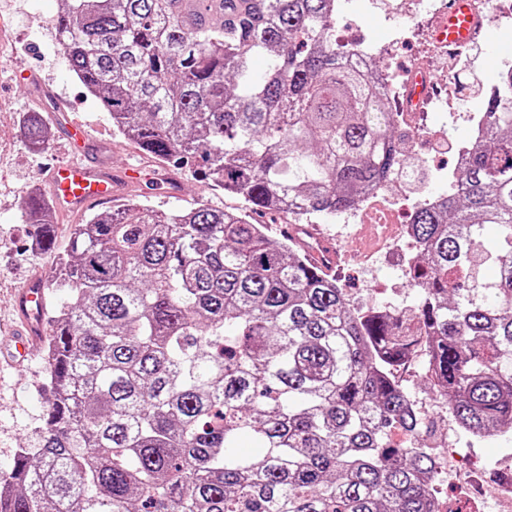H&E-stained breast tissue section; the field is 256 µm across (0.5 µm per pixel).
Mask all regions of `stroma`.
Listing matches in <instances>:
<instances>
[{"mask_svg":"<svg viewBox=\"0 0 512 512\" xmlns=\"http://www.w3.org/2000/svg\"><path fill=\"white\" fill-rule=\"evenodd\" d=\"M408 0H344L336 14V34L341 42L370 39L381 43L391 33L389 16L402 10ZM61 7L60 0H0V317L16 318V295L30 277L47 281L55 274L58 256L69 248L70 227L85 220L86 211L57 212L52 251L35 248L34 228L25 224L22 203L30 188L47 190L44 171L54 160L68 157L69 143L62 124L49 122L51 139L44 150L30 149L22 126L30 112L48 114L50 107L62 105L67 117L85 124L91 134L90 155L101 167L122 175L128 166H137L135 183L119 184L121 197L147 194L158 210H188L204 202L216 209L238 211L241 200L192 172L176 169L144 153L112 131L104 112L87 95L72 73L67 59L57 50L52 21ZM428 14L415 15L419 29L411 40L392 48L395 68L409 69L413 60L430 61L436 78L449 79L452 94L443 107L428 105L416 124H400L395 129L402 158L420 171L418 182L406 185L391 182L392 194L407 192L417 197L429 191L447 192L453 169V149L471 138L470 112L479 110L499 83L505 62L512 59V25L490 24L488 35L477 49L464 50L469 66H451L449 56L431 57L425 35ZM393 230L379 226L377 235L352 228L345 250L355 251L354 259L334 269L353 307L369 309L389 302L398 303L407 289L406 281L396 279L385 264H377L374 279H367L362 257L377 251L381 238ZM45 363L42 352L11 371L0 388V470L10 469L18 448L30 443L44 413L42 386ZM402 385L424 401L422 421H443L448 438L457 447L468 449L463 468L481 482L472 488L474 498H482L483 487L492 486L503 474H512V441H480L457 424L440 408L436 391L422 369L401 375Z\"/></svg>","mask_w":512,"mask_h":512,"instance_id":"1","label":"stroma"}]
</instances>
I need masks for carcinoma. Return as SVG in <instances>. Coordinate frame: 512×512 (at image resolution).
Here are the masks:
<instances>
[{
    "label": "carcinoma",
    "instance_id": "carcinoma-1",
    "mask_svg": "<svg viewBox=\"0 0 512 512\" xmlns=\"http://www.w3.org/2000/svg\"><path fill=\"white\" fill-rule=\"evenodd\" d=\"M335 24L336 0H62L58 47L113 131L244 208L135 196L72 226L42 284L61 294L43 426L0 471V512H429L431 449L387 436L420 425L393 375L411 337L254 219L287 194L313 224L416 177ZM484 116L444 201L412 213L409 274L440 396L476 436L512 429V73ZM25 127L48 144L38 114ZM23 217L51 246L48 202L29 195Z\"/></svg>",
    "mask_w": 512,
    "mask_h": 512
}]
</instances>
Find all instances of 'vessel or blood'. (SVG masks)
Instances as JSON below:
<instances>
[{"label":"vessel or blood","instance_id":"obj_1","mask_svg":"<svg viewBox=\"0 0 512 512\" xmlns=\"http://www.w3.org/2000/svg\"><path fill=\"white\" fill-rule=\"evenodd\" d=\"M484 28L483 21L473 13L470 0H448L436 18L432 37L439 44L455 50L474 41ZM433 80L427 70L414 74L404 98L409 108L420 107L432 94ZM67 132L74 149L72 158L49 165L46 180L56 204L68 211L91 205L110 203L116 197L111 172L85 160L83 152L88 141L86 131L77 123H69ZM280 230L303 247L309 263L323 271H331L342 255L339 247L323 236L318 225H281ZM46 297L38 279H31L19 293L18 316L22 327L15 341V352L26 356L45 333L44 327H33L34 318L44 317Z\"/></svg>","mask_w":512,"mask_h":512}]
</instances>
